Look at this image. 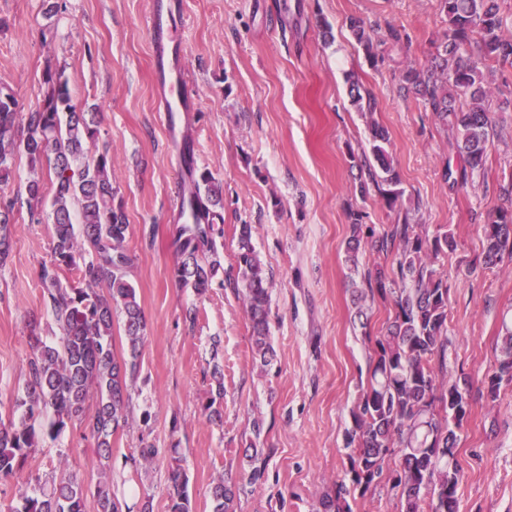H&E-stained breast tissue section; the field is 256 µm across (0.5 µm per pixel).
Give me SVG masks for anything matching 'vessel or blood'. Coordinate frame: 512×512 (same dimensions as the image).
I'll use <instances>...</instances> for the list:
<instances>
[{
  "label": "vessel or blood",
  "mask_w": 512,
  "mask_h": 512,
  "mask_svg": "<svg viewBox=\"0 0 512 512\" xmlns=\"http://www.w3.org/2000/svg\"><path fill=\"white\" fill-rule=\"evenodd\" d=\"M146 24L154 34L157 49L159 120L176 145L177 163L186 171L193 167L189 113L194 100L187 91L183 70L173 62L179 54V47L170 34L175 19L160 0L147 17Z\"/></svg>",
  "instance_id": "1"
}]
</instances>
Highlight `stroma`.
<instances>
[{
  "label": "stroma",
  "instance_id": "obj_1",
  "mask_svg": "<svg viewBox=\"0 0 512 512\" xmlns=\"http://www.w3.org/2000/svg\"><path fill=\"white\" fill-rule=\"evenodd\" d=\"M154 0H66L52 20L42 0H0V85L23 110L42 99L46 63L66 70L75 102L96 112L98 143L108 146L113 186L130 224L128 278L147 322V339L131 390L130 425L112 448L114 479L167 512L166 485L173 462L189 477L192 512H211L210 488L232 477L243 489L235 512H315L323 492L348 465L344 433L366 381L371 346L394 310L366 302L368 325L354 304L362 271L346 259L349 208L382 229L408 213L417 230L450 234L456 247L434 266L450 286L448 376L467 380L470 413L458 431L461 470L458 512H512V385L496 402L484 381L499 357L504 324L512 322V261L479 267L483 224L490 209L512 207L500 176L512 170V65L485 68L498 110L482 170L467 186L444 181L457 165L456 131L436 120L420 99L404 95L401 75L427 66L447 28L438 0H180V64L194 98L196 172L223 190L214 220L221 265L209 291L179 287L174 238L178 222L170 199L182 187L180 171L158 119L153 83V41L146 26ZM350 16L372 25L382 59L370 63L346 27ZM329 22L332 40L322 36ZM52 23L51 40L40 28ZM400 41H393L390 30ZM373 90L376 120L401 179L400 210L378 195L355 191L352 159L368 146V125L351 104L350 80ZM33 173L19 157L0 194L14 205L12 252L0 267V416L9 417L30 357L28 316L41 331L55 325L42 302L38 271L51 254L50 221H28L26 186ZM270 282L273 356L262 365L237 279L240 225ZM195 321H187V312ZM220 370L222 419L209 422L201 404ZM150 421H143V412ZM160 455L138 473L126 456L141 443ZM178 447L171 460L169 447ZM266 459V482H246V449ZM76 470L98 481V458L79 427L45 441L23 471L0 478V504H16L25 482L51 480Z\"/></svg>",
  "mask_w": 512,
  "mask_h": 512
}]
</instances>
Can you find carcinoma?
Segmentation results:
<instances>
[{"label": "carcinoma", "instance_id": "obj_1", "mask_svg": "<svg viewBox=\"0 0 512 512\" xmlns=\"http://www.w3.org/2000/svg\"><path fill=\"white\" fill-rule=\"evenodd\" d=\"M448 28L425 68L410 67L402 74V88L420 98L442 124L456 129L455 149L463 160L460 171L445 165L442 178L466 182L482 169L486 144L493 134L490 91L483 67L489 62L512 63V40L502 35L498 0H439ZM347 27L365 57L377 64L378 44L363 19L351 16ZM350 97L359 112L369 117L371 158L357 162L359 192L374 188L387 208H397L403 191L400 176L386 145L388 133L374 118L376 96L357 81ZM96 113L73 101L65 70L50 63L42 74L41 104L21 111L16 96L0 88V185L9 182L16 157L26 155L32 170L45 169L53 187L51 197L52 246L50 259L40 266L38 278L45 308L57 333L48 341L40 322L31 316L32 357L21 393L12 402L11 418L0 420V477L21 472L30 454L48 436L57 438L68 426L83 429L93 442L104 480L95 486L97 512H153L150 496L128 505L114 488L112 442L128 425V387L133 380L145 342L146 319L136 288L127 279L132 258L126 246L130 224L121 203L115 201L112 159L108 149L86 161V149L98 139ZM203 190L192 215L211 216L204 224H181L174 245L178 261L174 277L182 287L205 294L215 267L220 264L213 237L212 218L223 206V193L209 173L192 179ZM29 222H42L41 181L28 184ZM352 234L346 252L352 262L363 246L390 266L376 265L364 273L370 295L393 303L395 314L385 332L374 340L368 386L352 409L353 428L346 431L349 465L329 492L318 501L317 512H352L350 497L366 494L391 470L392 486L400 491L404 512H444L443 496H457L460 474L455 462L457 429L469 412L467 389L448 380V280L433 268V259L455 249L448 234L429 237L407 220L382 233L364 226L363 215L349 213ZM15 226L13 205H0V267L7 263ZM482 263L496 267L512 258V212L489 214L484 225ZM237 262L243 301L251 322L257 354L265 364L272 354L270 295L262 263L252 245V230L242 224L238 233ZM122 314L126 355L113 349L114 310ZM512 383V329L502 338L501 357L487 381L486 397L494 402L502 383ZM224 386L202 404L212 422L221 420L215 404ZM161 449L152 444L138 448L125 464L137 472L151 463ZM248 483L265 480L266 460L250 456ZM168 512H191L188 476L180 465L168 471ZM240 485L229 477L211 488V512H234ZM85 478L64 471L47 488L23 492L19 504L7 512H86Z\"/></svg>", "mask_w": 512, "mask_h": 512}]
</instances>
